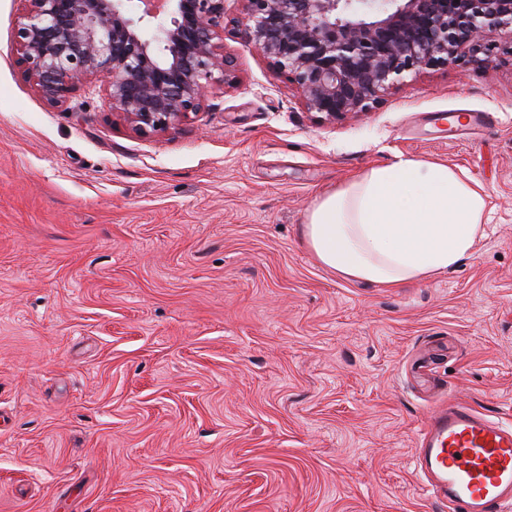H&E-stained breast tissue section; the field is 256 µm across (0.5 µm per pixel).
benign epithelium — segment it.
Instances as JSON below:
<instances>
[{
  "label": "benign epithelium",
  "mask_w": 512,
  "mask_h": 512,
  "mask_svg": "<svg viewBox=\"0 0 512 512\" xmlns=\"http://www.w3.org/2000/svg\"><path fill=\"white\" fill-rule=\"evenodd\" d=\"M18 64L49 103L99 88L143 135L197 113L235 82L224 0H20ZM233 20L275 76L325 120L368 111L424 70L486 67L512 51V0H239Z\"/></svg>",
  "instance_id": "obj_1"
}]
</instances>
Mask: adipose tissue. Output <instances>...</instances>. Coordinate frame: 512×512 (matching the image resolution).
<instances>
[{"label": "adipose tissue", "instance_id": "ef3b65f1", "mask_svg": "<svg viewBox=\"0 0 512 512\" xmlns=\"http://www.w3.org/2000/svg\"><path fill=\"white\" fill-rule=\"evenodd\" d=\"M485 186L446 163L397 158L319 199L303 234L323 265L391 287L448 273L484 235Z\"/></svg>", "mask_w": 512, "mask_h": 512}]
</instances>
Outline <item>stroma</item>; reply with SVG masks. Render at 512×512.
Segmentation results:
<instances>
[{
    "label": "stroma",
    "instance_id": "35a3bbf8",
    "mask_svg": "<svg viewBox=\"0 0 512 512\" xmlns=\"http://www.w3.org/2000/svg\"><path fill=\"white\" fill-rule=\"evenodd\" d=\"M20 12L0 0V512H448L427 419L453 394L512 424V56L324 122L230 27L235 83L142 135L84 83L34 91ZM399 155L482 183L486 235L443 276L345 278L306 216Z\"/></svg>",
    "mask_w": 512,
    "mask_h": 512
}]
</instances>
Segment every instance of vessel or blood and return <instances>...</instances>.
<instances>
[{
  "instance_id": "vessel-or-blood-1",
  "label": "vessel or blood",
  "mask_w": 512,
  "mask_h": 512,
  "mask_svg": "<svg viewBox=\"0 0 512 512\" xmlns=\"http://www.w3.org/2000/svg\"><path fill=\"white\" fill-rule=\"evenodd\" d=\"M417 464L448 512H502L512 503V427L452 398L426 423Z\"/></svg>"
}]
</instances>
